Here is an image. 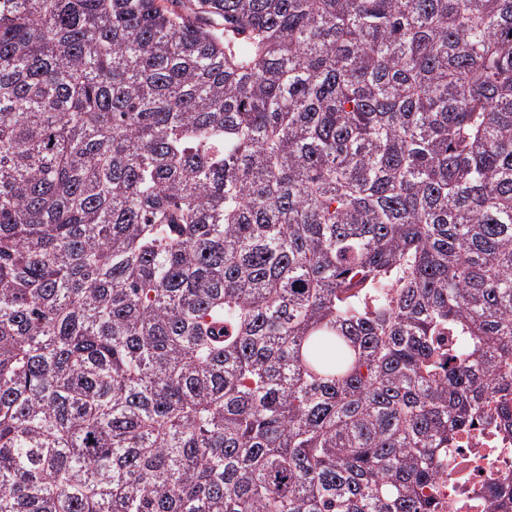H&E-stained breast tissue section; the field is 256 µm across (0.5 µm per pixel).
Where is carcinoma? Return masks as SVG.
<instances>
[{"label": "carcinoma", "mask_w": 512, "mask_h": 512, "mask_svg": "<svg viewBox=\"0 0 512 512\" xmlns=\"http://www.w3.org/2000/svg\"><path fill=\"white\" fill-rule=\"evenodd\" d=\"M487 413L512 0H0V512H434Z\"/></svg>", "instance_id": "carcinoma-1"}]
</instances>
